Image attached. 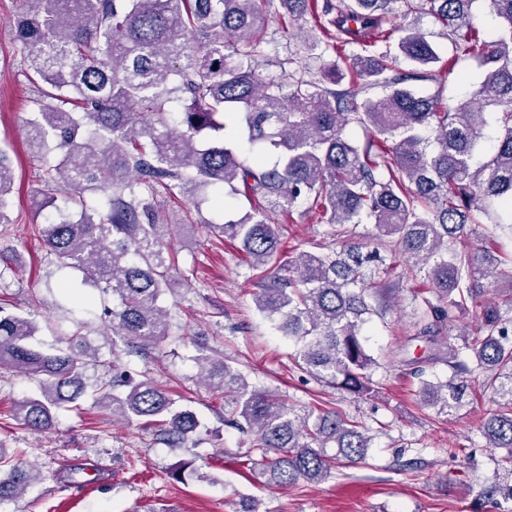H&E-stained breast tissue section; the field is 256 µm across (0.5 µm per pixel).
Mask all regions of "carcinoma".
Returning <instances> with one entry per match:
<instances>
[{
    "instance_id": "1",
    "label": "carcinoma",
    "mask_w": 512,
    "mask_h": 512,
    "mask_svg": "<svg viewBox=\"0 0 512 512\" xmlns=\"http://www.w3.org/2000/svg\"><path fill=\"white\" fill-rule=\"evenodd\" d=\"M398 1L433 16L455 50L477 62L471 97L452 106L407 87L433 77L441 58L419 31L389 26ZM271 2L24 0L21 58L37 88L27 145L43 162L37 208H55L39 234L58 267L81 274L80 287L112 298L106 327L96 330L110 352L142 356L168 337L171 314L160 299L173 291L177 267L168 240L178 225L158 209L159 189L193 204L214 188L224 222L205 228L241 244L256 271V309L294 342V365L359 398L378 365L362 329L376 314L368 299L386 260L404 259L411 276L460 311L484 295L482 280L512 266V253L466 245L479 213L512 223V0H485L496 22L487 35L474 25L475 0H279L290 16L311 15L334 51L356 47L342 58L347 69L335 60L318 78L286 83L260 71ZM170 74L179 77L172 87ZM375 88L386 95L370 97ZM352 122L368 132L363 141L347 136ZM13 185L0 151V224L12 223ZM62 187L79 212L56 205ZM240 193L244 212L231 203ZM303 204L336 226V246L287 258L277 212ZM365 219L377 230L366 253L350 229ZM59 288L80 295L68 280ZM423 304L419 334L428 361L448 365V379L422 380L421 405L439 414L461 407L469 376L480 372L495 404L483 424L487 447L508 449L512 460V307L486 300L480 334L460 335L456 348L437 337L442 309ZM71 323L67 346L45 349L36 312L0 306V370L38 383L16 403L17 422L50 430L59 410L89 400L128 426L153 427V439L170 448L206 429L161 385L101 357L88 322ZM194 361L201 381L224 392V421L257 436L247 453L268 482L318 483L333 460H365L371 438L359 422L321 407L296 414L202 345ZM43 479L0 445V504ZM478 495L512 500V483L497 473Z\"/></svg>"
}]
</instances>
